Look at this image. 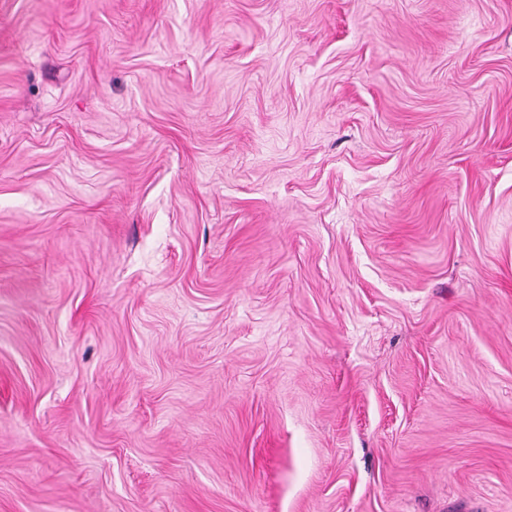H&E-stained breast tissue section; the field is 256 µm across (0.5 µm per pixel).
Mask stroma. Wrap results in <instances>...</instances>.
I'll use <instances>...</instances> for the list:
<instances>
[{
	"label": "stroma",
	"instance_id": "1",
	"mask_svg": "<svg viewBox=\"0 0 512 512\" xmlns=\"http://www.w3.org/2000/svg\"><path fill=\"white\" fill-rule=\"evenodd\" d=\"M0 512H512V0H0Z\"/></svg>",
	"mask_w": 512,
	"mask_h": 512
}]
</instances>
